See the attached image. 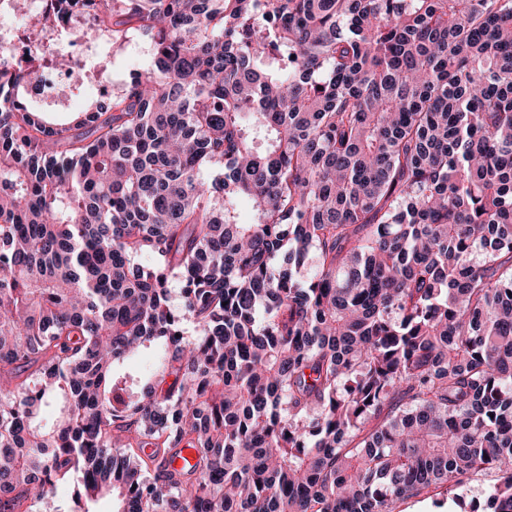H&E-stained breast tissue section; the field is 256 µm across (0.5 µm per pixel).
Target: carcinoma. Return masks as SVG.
Here are the masks:
<instances>
[{
  "instance_id": "cac0c4a2",
  "label": "carcinoma",
  "mask_w": 512,
  "mask_h": 512,
  "mask_svg": "<svg viewBox=\"0 0 512 512\" xmlns=\"http://www.w3.org/2000/svg\"><path fill=\"white\" fill-rule=\"evenodd\" d=\"M94 2L71 120L0 49V512H512V0ZM111 44L101 46L97 55V61L103 65V77L110 81L112 89L120 87L132 70L147 71L151 64L149 44L143 40H137L125 44L121 51L108 54ZM431 496L400 501L396 504L395 512H460L459 501L445 488L432 492Z\"/></svg>"
}]
</instances>
